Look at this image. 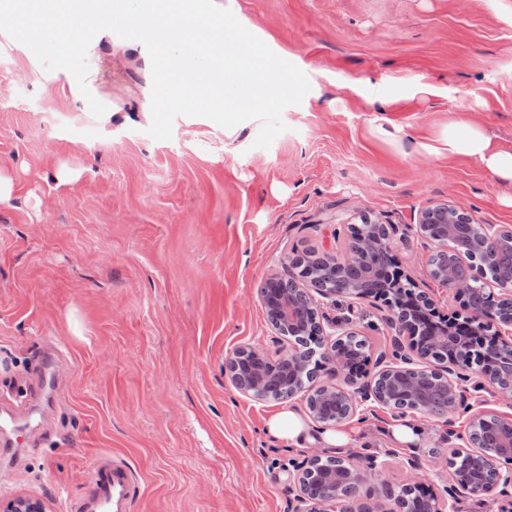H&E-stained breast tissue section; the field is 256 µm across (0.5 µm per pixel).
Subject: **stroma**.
Here are the masks:
<instances>
[{
  "instance_id": "obj_1",
  "label": "stroma",
  "mask_w": 512,
  "mask_h": 512,
  "mask_svg": "<svg viewBox=\"0 0 512 512\" xmlns=\"http://www.w3.org/2000/svg\"><path fill=\"white\" fill-rule=\"evenodd\" d=\"M274 68L275 106L218 123L176 102L156 108L143 61L94 56L38 68L0 43V408L40 400L28 447L0 453V503L67 512L95 461L135 478L128 512H293L296 466L327 448L274 441L265 420L309 416L308 391L285 400L237 390L227 353L289 346L260 290L291 262L342 254L352 226L388 229L402 279L442 315H466L434 281L422 211L448 204L476 224L512 226V181L480 160L429 153L465 122L512 145V0H212ZM98 98L132 113L100 123L75 110L84 72ZM381 299L339 295L320 323L346 322L371 363L398 341ZM393 411L366 403L340 456L372 461L363 493L421 482L442 492L469 412L420 419L426 440L380 434ZM417 458L410 468L408 458Z\"/></svg>"
}]
</instances>
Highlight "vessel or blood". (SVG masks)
<instances>
[{"mask_svg":"<svg viewBox=\"0 0 512 512\" xmlns=\"http://www.w3.org/2000/svg\"><path fill=\"white\" fill-rule=\"evenodd\" d=\"M27 428L26 417L10 415L1 418L0 439L13 447L23 446ZM132 485V475L121 461L102 460L91 475L89 492L71 504L68 512H125Z\"/></svg>","mask_w":512,"mask_h":512,"instance_id":"b4317fda","label":"vessel or blood"}]
</instances>
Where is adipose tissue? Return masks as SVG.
I'll list each match as a JSON object with an SVG mask.
<instances>
[{
    "label": "adipose tissue",
    "mask_w": 512,
    "mask_h": 512,
    "mask_svg": "<svg viewBox=\"0 0 512 512\" xmlns=\"http://www.w3.org/2000/svg\"><path fill=\"white\" fill-rule=\"evenodd\" d=\"M0 7V38L12 40L26 32L20 48L30 65L50 43L79 40L82 54L112 57L122 54L143 57L154 72H177V48L192 46L213 60L212 67L196 75L193 85L167 83L168 95L193 107V90L207 96V109L217 121H224L225 71L237 72L245 91L234 99L235 113H256L271 108L277 99L274 88L258 82L259 71L270 69L269 61L243 55L234 47L239 21L235 14L202 9L199 0H7ZM129 15L147 28L151 53L138 43L115 38V17ZM441 149L449 155L481 160L496 175L512 180V150L499 148L486 131L465 123L448 127L441 135Z\"/></svg>",
    "instance_id": "obj_1"
}]
</instances>
